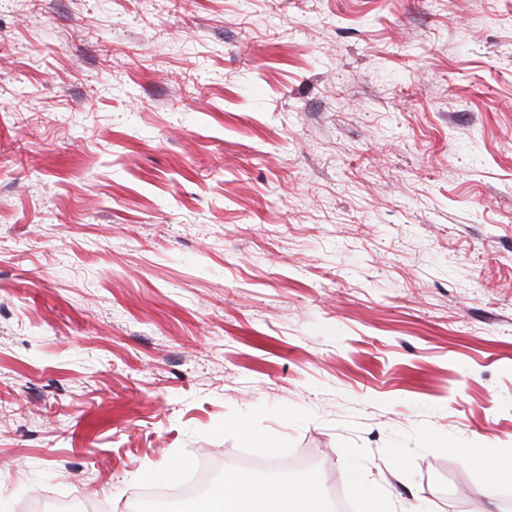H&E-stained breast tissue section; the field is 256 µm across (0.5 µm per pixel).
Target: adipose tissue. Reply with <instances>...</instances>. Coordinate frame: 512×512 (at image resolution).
Masks as SVG:
<instances>
[{"label": "adipose tissue", "instance_id": "1", "mask_svg": "<svg viewBox=\"0 0 512 512\" xmlns=\"http://www.w3.org/2000/svg\"><path fill=\"white\" fill-rule=\"evenodd\" d=\"M463 458L483 465L486 480L473 485L475 498L491 497L499 483L512 481V448L500 449L493 458L483 449L466 448ZM200 512H330L321 479L298 472L286 481H255L246 472H228L224 481L203 504Z\"/></svg>", "mask_w": 512, "mask_h": 512}]
</instances>
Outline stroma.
<instances>
[{
  "label": "stroma",
  "instance_id": "35a3bbf8",
  "mask_svg": "<svg viewBox=\"0 0 512 512\" xmlns=\"http://www.w3.org/2000/svg\"><path fill=\"white\" fill-rule=\"evenodd\" d=\"M465 448H512V0H0V503L247 454L512 512Z\"/></svg>",
  "mask_w": 512,
  "mask_h": 512
}]
</instances>
